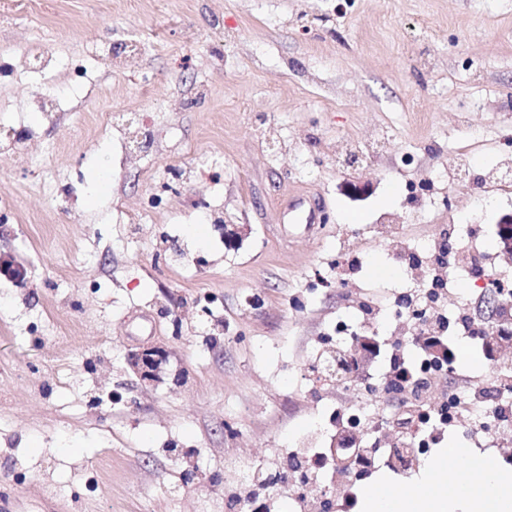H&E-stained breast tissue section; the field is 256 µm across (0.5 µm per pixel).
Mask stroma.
<instances>
[{
    "mask_svg": "<svg viewBox=\"0 0 512 512\" xmlns=\"http://www.w3.org/2000/svg\"><path fill=\"white\" fill-rule=\"evenodd\" d=\"M37 35L45 74L17 54ZM105 38L143 51L112 67L88 53ZM0 56V129L33 132L0 153V250L28 269L0 278L9 512H228L246 467L349 407L305 369L361 297L405 291L397 248L512 212V0H0ZM39 87L66 95L53 120ZM113 111L148 115L147 153ZM152 345L149 386L127 356ZM123 121L129 122V120ZM123 121L116 120L112 125L121 135L125 142L128 144L130 150H135L137 152H142L144 148V141H146L147 137L144 136V132H142V128H134L131 127L133 122H130V126H127ZM168 356L167 350L163 347H147L129 355L128 365L140 382H160Z\"/></svg>",
    "mask_w": 512,
    "mask_h": 512,
    "instance_id": "obj_1",
    "label": "stroma"
}]
</instances>
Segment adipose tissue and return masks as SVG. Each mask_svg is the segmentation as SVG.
<instances>
[{
    "instance_id": "obj_1",
    "label": "adipose tissue",
    "mask_w": 512,
    "mask_h": 512,
    "mask_svg": "<svg viewBox=\"0 0 512 512\" xmlns=\"http://www.w3.org/2000/svg\"><path fill=\"white\" fill-rule=\"evenodd\" d=\"M446 457L460 458L461 472L447 477L441 463H434L427 477L417 483L409 496H394L388 487L369 488L366 512H512V477L501 474L489 460L452 447Z\"/></svg>"
}]
</instances>
